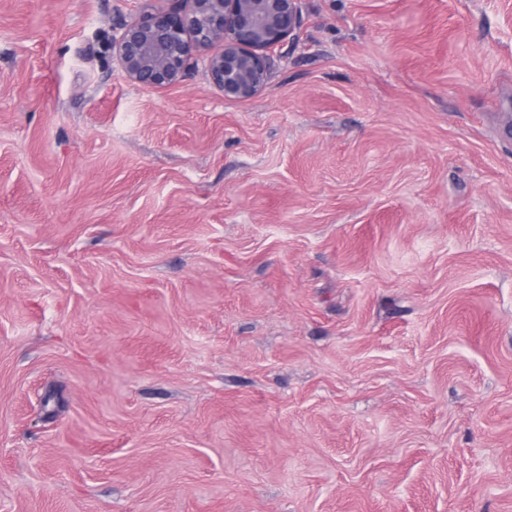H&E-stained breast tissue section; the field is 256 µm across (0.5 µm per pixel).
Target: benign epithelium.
Instances as JSON below:
<instances>
[{"mask_svg":"<svg viewBox=\"0 0 512 512\" xmlns=\"http://www.w3.org/2000/svg\"><path fill=\"white\" fill-rule=\"evenodd\" d=\"M189 7L147 9L112 36L122 76L148 89L185 83L201 66L230 101L260 95L276 51L297 39L302 0H179Z\"/></svg>","mask_w":512,"mask_h":512,"instance_id":"1","label":"benign epithelium"}]
</instances>
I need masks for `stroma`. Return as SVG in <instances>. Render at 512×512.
Here are the masks:
<instances>
[{"mask_svg":"<svg viewBox=\"0 0 512 512\" xmlns=\"http://www.w3.org/2000/svg\"><path fill=\"white\" fill-rule=\"evenodd\" d=\"M145 5L0 0V512H512V0H303L244 102Z\"/></svg>","mask_w":512,"mask_h":512,"instance_id":"obj_1","label":"stroma"}]
</instances>
